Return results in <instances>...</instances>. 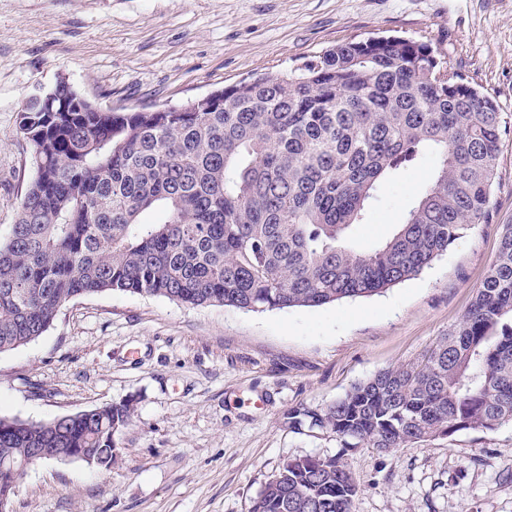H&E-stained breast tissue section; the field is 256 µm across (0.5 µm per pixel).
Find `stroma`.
<instances>
[{"instance_id":"35a3bbf8","label":"stroma","mask_w":512,"mask_h":512,"mask_svg":"<svg viewBox=\"0 0 512 512\" xmlns=\"http://www.w3.org/2000/svg\"><path fill=\"white\" fill-rule=\"evenodd\" d=\"M385 35L430 43L512 114V0H0V236L34 176L18 113L59 78L127 112ZM496 165L487 222L371 297L263 312L120 291L71 299L42 336L0 353V415L45 422L130 401L135 416L111 468L35 463L12 512H249L282 464L305 456L344 464L352 512H512L510 425L381 450L287 420L421 360L458 325L512 224V131ZM437 168L430 152L385 182L356 247L391 236Z\"/></svg>"}]
</instances>
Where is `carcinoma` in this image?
I'll use <instances>...</instances> for the list:
<instances>
[{"instance_id": "1", "label": "carcinoma", "mask_w": 512, "mask_h": 512, "mask_svg": "<svg viewBox=\"0 0 512 512\" xmlns=\"http://www.w3.org/2000/svg\"><path fill=\"white\" fill-rule=\"evenodd\" d=\"M427 42L350 41L286 74L162 111H104L60 79L18 127L35 176L0 238V352L40 337L78 295L118 290L248 312L366 297L409 280L487 221L512 123ZM433 151V183L369 251L351 239L382 180ZM156 213L152 222L140 216ZM127 401L30 423L0 416L4 456L114 448ZM289 424L345 446L403 448L512 426V225L458 326L421 361L383 370ZM334 458L291 459L250 512H350Z\"/></svg>"}]
</instances>
